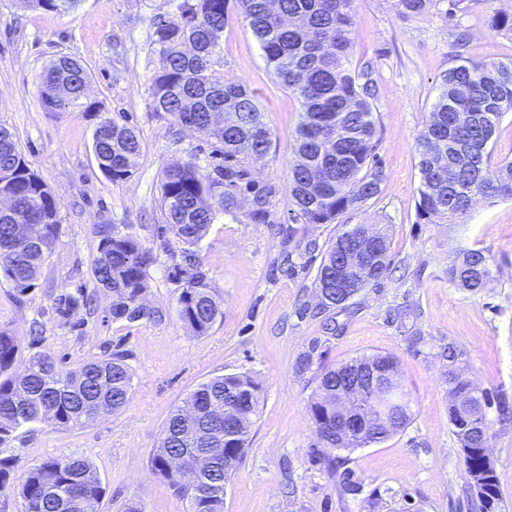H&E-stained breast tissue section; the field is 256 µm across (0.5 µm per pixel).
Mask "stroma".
<instances>
[{"mask_svg": "<svg viewBox=\"0 0 512 512\" xmlns=\"http://www.w3.org/2000/svg\"><path fill=\"white\" fill-rule=\"evenodd\" d=\"M352 12L350 58L373 61L380 88L373 111L383 180L379 195L332 224L294 216L289 162L301 105L275 80L236 10L227 12L213 68L257 98L272 148L251 162V177L274 194L268 223L220 214L199 243L223 316L197 336L178 318L180 286L168 277L178 245L157 236L165 222L160 185L167 166L213 167L222 147L152 109L154 25L176 20L172 0H81L61 14L0 0V125L54 191L60 220L36 289L21 298L0 278V331L15 337L22 361L46 352L69 370L122 351L132 373L122 411L72 428L25 427L0 444V459L14 464L0 512H24L25 471L63 457L82 458L95 472L105 490L99 512H123L128 503L142 512H189L188 501L154 474L150 455L170 410L199 384L231 373L253 376L261 398L244 463L224 485V512H468L441 354L456 347L470 381L512 398V199L479 205L464 224L417 223V138L442 75L460 60L512 64V32L489 27L494 13L512 16V0H465L454 15L413 19L399 16L393 0H353ZM459 27L470 33L460 54L453 47ZM61 55L88 73L93 111L42 106L41 74ZM105 118L140 135L136 165L122 181L109 180L94 156L93 133ZM101 224L151 250L144 295L151 316L113 318L112 294L95 281ZM346 224L387 225L390 270L347 308L323 310L314 279ZM462 248L489 255L496 288L474 295L449 284L448 263ZM375 353L395 358L412 421L384 442L346 452V468L363 483L359 496H346L325 469L309 404L322 369ZM490 455L501 512H512V428L494 430Z\"/></svg>", "mask_w": 512, "mask_h": 512, "instance_id": "1", "label": "stroma"}]
</instances>
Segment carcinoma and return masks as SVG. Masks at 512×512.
Masks as SVG:
<instances>
[{
  "instance_id": "obj_1",
  "label": "carcinoma",
  "mask_w": 512,
  "mask_h": 512,
  "mask_svg": "<svg viewBox=\"0 0 512 512\" xmlns=\"http://www.w3.org/2000/svg\"><path fill=\"white\" fill-rule=\"evenodd\" d=\"M24 6L68 12L78 0H22ZM404 18L440 10L443 0H395ZM229 0H177V22H158L153 33L158 69L152 77L153 110L224 148V164L207 171L188 161L169 167L161 184L166 224L181 245L172 254L169 277L182 285L178 316L195 335L207 334L223 315L194 247L216 213L235 214L248 199L245 213L253 224L270 216L272 188L251 178L248 160L271 149L269 128L255 95L244 85L226 82L213 69L224 49V21ZM239 16L261 46L279 83L302 107L296 147L290 163L289 191L296 217L305 224H333L352 206L380 193V143L373 102L379 88L369 60L352 67L349 60L352 0H234ZM87 73L69 57L52 61L42 74L41 103L49 112L67 108L56 97L66 83L79 91ZM512 111V65L467 61L443 76L440 92L419 134V224L465 223L471 210L496 199L512 198V161L492 160V145L503 115ZM100 170L111 180L126 179L140 153L139 134L110 118L100 121ZM0 277L22 297L36 288L40 269L51 253L59 229L55 193L40 179L19 151L13 134L0 125ZM42 225L37 248H18L23 227ZM381 242L383 261L363 260L343 266L344 256L358 249L363 228L350 226L336 235L316 273L314 288L325 308L345 305L389 270V237L377 224L367 225ZM100 257L97 284L112 292V316L129 322L150 316L141 307L148 288L151 252L131 235L109 225L98 228ZM448 282L479 294L495 282L488 256L479 249H460L448 264ZM18 344L0 331V443L18 429L40 422L74 427L103 412L117 413L128 402L132 374L127 354L114 352L101 360L65 370L46 353L30 357L15 372ZM395 363L375 354L345 361L319 376L310 414L330 474H337L338 451L380 443L411 421L409 400L398 390L390 421L360 435L336 431V392L346 372L365 363ZM448 418L466 469H482L481 429L512 424V403L496 398L497 421L480 411L470 397V382L448 368ZM259 384L249 375H219L200 384L172 410L152 452V469L189 501L190 512H224V496L212 494L241 467L257 416ZM212 456V467L193 489L175 482L171 459L189 449ZM346 495L357 496L363 484L351 471L340 474ZM104 494L90 465L76 457L49 458L28 469L21 485L25 512H97Z\"/></svg>"
}]
</instances>
